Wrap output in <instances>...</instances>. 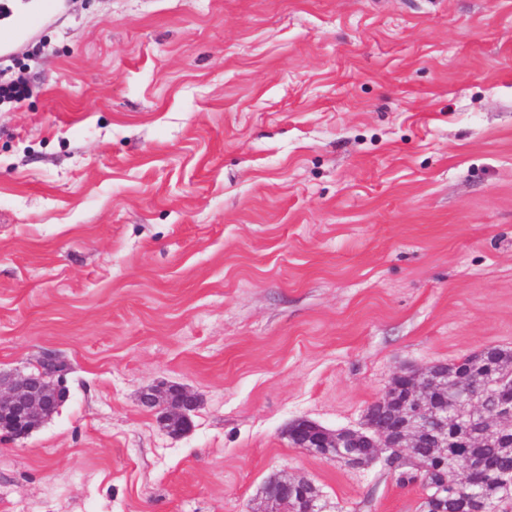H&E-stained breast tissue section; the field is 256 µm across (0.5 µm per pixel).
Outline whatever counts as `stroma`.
<instances>
[{
    "label": "stroma",
    "instance_id": "obj_1",
    "mask_svg": "<svg viewBox=\"0 0 512 512\" xmlns=\"http://www.w3.org/2000/svg\"><path fill=\"white\" fill-rule=\"evenodd\" d=\"M0 370L68 396L0 431V512H418L357 429L403 368L512 348V0H7ZM198 400L167 433L142 393Z\"/></svg>",
    "mask_w": 512,
    "mask_h": 512
}]
</instances>
